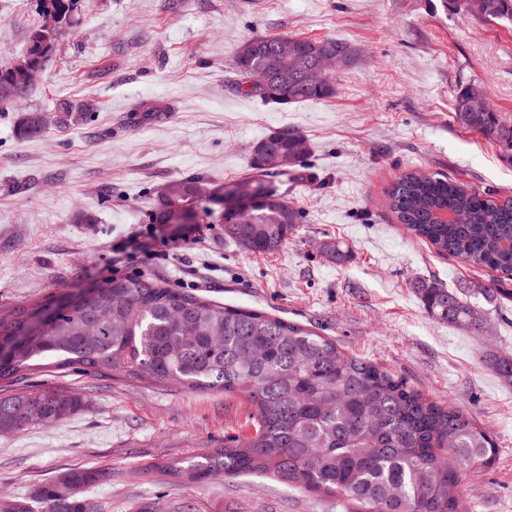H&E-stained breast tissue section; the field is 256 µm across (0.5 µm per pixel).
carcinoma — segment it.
Instances as JSON below:
<instances>
[{"mask_svg":"<svg viewBox=\"0 0 512 512\" xmlns=\"http://www.w3.org/2000/svg\"><path fill=\"white\" fill-rule=\"evenodd\" d=\"M80 0H37L38 15L56 13L76 21ZM478 20L512 23V0H464L458 8ZM258 48L243 41L233 59L238 91L268 104L288 105L330 98L333 78L307 79L283 69L276 73L278 97L243 88L248 74L268 68L279 38L254 35ZM297 51L314 68L320 48L352 56L340 40L295 39ZM471 85L460 86L453 112L463 127L481 132L512 157V128L500 124L489 102L473 104ZM301 134L283 128L266 136L273 151L292 149ZM256 176L236 183L237 204L221 215L226 236L244 249H282L301 223V211L263 181L276 167L251 161ZM183 190L220 191L199 176L173 180ZM398 223L441 254L499 274L491 293L512 298V198L495 201L440 174L405 173L388 192ZM249 222L237 223L238 211ZM441 214L464 222L441 223ZM426 311L450 325L480 323L461 292L436 282L419 289ZM68 303L37 331L32 319L50 303L20 305L0 313V341L12 343L0 360V381L44 368L79 366L200 392L244 395L257 417L255 432L231 438L224 447L187 465L169 463L164 472L204 482L224 475L276 478L306 492L332 496L347 512H469L463 496L467 475L487 469L496 456L493 439L462 412L444 407L371 362L343 353L336 343L296 323L264 312L165 288L145 275L106 280L104 288L67 293ZM112 309L96 326L86 325L99 308ZM488 364L512 383V357L492 354ZM84 408L70 392L33 389L0 398V433L26 430L24 416L44 414L42 426ZM112 481L106 467L74 468L38 486L28 499L0 498V512H96L85 489Z\"/></svg>","mask_w":512,"mask_h":512,"instance_id":"carcinoma-1","label":"carcinoma"}]
</instances>
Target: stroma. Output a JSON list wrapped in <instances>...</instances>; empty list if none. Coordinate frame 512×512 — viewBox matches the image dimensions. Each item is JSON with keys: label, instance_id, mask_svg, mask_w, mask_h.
<instances>
[{"label": "stroma", "instance_id": "35a3bbf8", "mask_svg": "<svg viewBox=\"0 0 512 512\" xmlns=\"http://www.w3.org/2000/svg\"><path fill=\"white\" fill-rule=\"evenodd\" d=\"M36 0H0V65L39 24ZM340 39L354 56L323 101L265 104L237 93L233 56L253 34ZM483 87L512 125V25L481 22L448 0H82L39 78L0 104V310L119 274L256 309L332 338L493 438L491 467L464 481L471 512H512V385L487 366L512 355V300L494 274L410 235L386 194L410 171L439 173L495 199L512 197V159L452 110L460 85ZM85 119L63 125L61 104ZM163 109L149 120L148 106ZM45 112L21 138L17 117ZM291 127L309 153L269 182L303 213L289 243L251 253L198 213L177 231L149 223L159 189L188 174L234 185L256 142ZM340 241L336 262L323 245ZM466 294L476 327L428 314L423 285ZM51 388L83 411L0 433V494L24 499L75 467H108L86 496L95 512H342L335 500L260 476L177 482L160 469L253 431L242 396L195 392L79 368L42 369L5 393Z\"/></svg>", "mask_w": 512, "mask_h": 512}]
</instances>
